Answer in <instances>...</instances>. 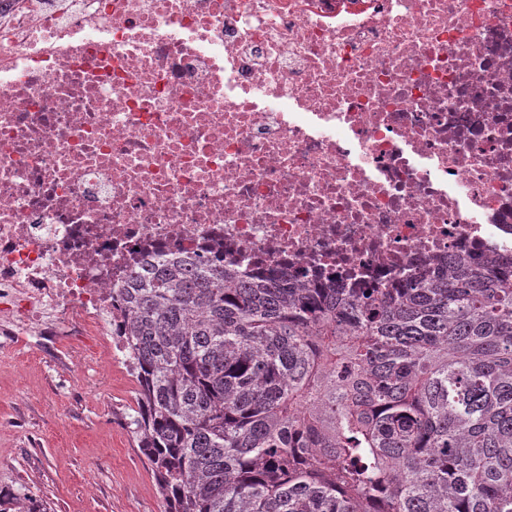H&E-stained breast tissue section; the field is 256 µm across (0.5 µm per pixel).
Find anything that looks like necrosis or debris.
Listing matches in <instances>:
<instances>
[{
  "label": "necrosis or debris",
  "mask_w": 512,
  "mask_h": 512,
  "mask_svg": "<svg viewBox=\"0 0 512 512\" xmlns=\"http://www.w3.org/2000/svg\"><path fill=\"white\" fill-rule=\"evenodd\" d=\"M512 265V0H0V348L144 259Z\"/></svg>",
  "instance_id": "necrosis-or-debris-1"
}]
</instances>
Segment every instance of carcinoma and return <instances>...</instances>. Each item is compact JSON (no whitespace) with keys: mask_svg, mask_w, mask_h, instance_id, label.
<instances>
[{"mask_svg":"<svg viewBox=\"0 0 512 512\" xmlns=\"http://www.w3.org/2000/svg\"><path fill=\"white\" fill-rule=\"evenodd\" d=\"M112 302L166 512H512V270L317 288L167 259Z\"/></svg>","mask_w":512,"mask_h":512,"instance_id":"1","label":"carcinoma"}]
</instances>
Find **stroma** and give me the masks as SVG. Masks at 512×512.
I'll return each mask as SVG.
<instances>
[{
  "label": "stroma",
  "mask_w": 512,
  "mask_h": 512,
  "mask_svg": "<svg viewBox=\"0 0 512 512\" xmlns=\"http://www.w3.org/2000/svg\"><path fill=\"white\" fill-rule=\"evenodd\" d=\"M137 391L98 336L0 350V490L50 512H165L129 427Z\"/></svg>",
  "instance_id": "35a3bbf8"
}]
</instances>
